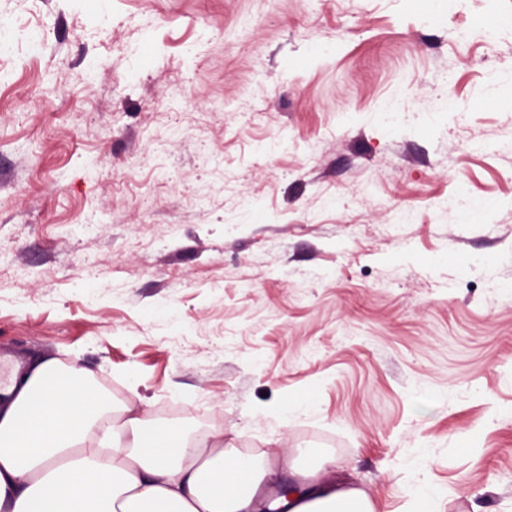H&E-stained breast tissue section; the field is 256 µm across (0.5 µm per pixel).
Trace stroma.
Wrapping results in <instances>:
<instances>
[{"instance_id": "1", "label": "stroma", "mask_w": 512, "mask_h": 512, "mask_svg": "<svg viewBox=\"0 0 512 512\" xmlns=\"http://www.w3.org/2000/svg\"><path fill=\"white\" fill-rule=\"evenodd\" d=\"M503 71L512 0H0V358L374 512H512Z\"/></svg>"}]
</instances>
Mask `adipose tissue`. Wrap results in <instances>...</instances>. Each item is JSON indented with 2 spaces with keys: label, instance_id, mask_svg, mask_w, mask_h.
I'll list each match as a JSON object with an SVG mask.
<instances>
[{
  "label": "adipose tissue",
  "instance_id": "adipose-tissue-1",
  "mask_svg": "<svg viewBox=\"0 0 512 512\" xmlns=\"http://www.w3.org/2000/svg\"><path fill=\"white\" fill-rule=\"evenodd\" d=\"M106 404L56 359L12 370L0 387V512H374L336 479L304 481L265 501L272 465L245 469L222 435L144 429L138 416L104 426Z\"/></svg>",
  "mask_w": 512,
  "mask_h": 512
}]
</instances>
